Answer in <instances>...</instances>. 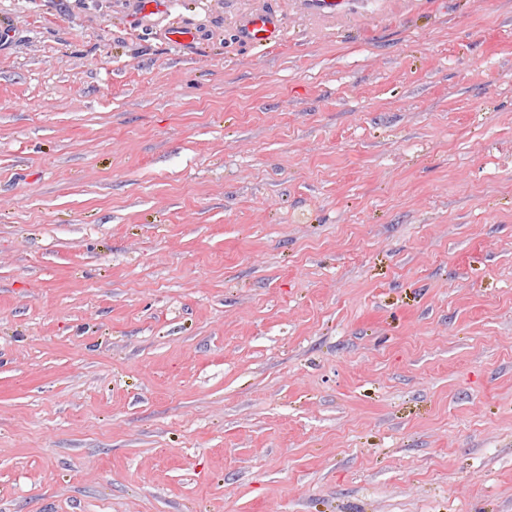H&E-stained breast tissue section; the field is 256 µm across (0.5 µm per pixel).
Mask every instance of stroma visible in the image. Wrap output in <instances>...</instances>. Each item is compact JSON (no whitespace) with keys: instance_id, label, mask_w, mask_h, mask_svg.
<instances>
[{"instance_id":"35a3bbf8","label":"stroma","mask_w":512,"mask_h":512,"mask_svg":"<svg viewBox=\"0 0 512 512\" xmlns=\"http://www.w3.org/2000/svg\"><path fill=\"white\" fill-rule=\"evenodd\" d=\"M0 512H512V0H0ZM241 37L254 44L272 46L284 41L288 31L274 12L261 11L247 17L240 26Z\"/></svg>"}]
</instances>
